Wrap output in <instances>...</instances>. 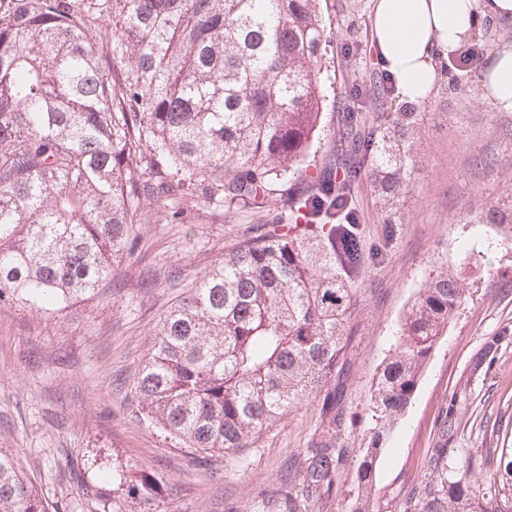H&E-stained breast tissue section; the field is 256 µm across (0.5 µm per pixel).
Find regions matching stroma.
<instances>
[{
    "instance_id": "stroma-1",
    "label": "stroma",
    "mask_w": 512,
    "mask_h": 512,
    "mask_svg": "<svg viewBox=\"0 0 512 512\" xmlns=\"http://www.w3.org/2000/svg\"><path fill=\"white\" fill-rule=\"evenodd\" d=\"M374 0H320L324 96L308 165L323 167L338 148L343 111L368 117L404 108L376 94L383 72L372 40ZM512 44V25L483 26L469 67H448L447 83L415 110L417 171L393 205L376 204L359 179L351 191L367 262L354 275L347 324L344 439L364 447L372 379L397 340L407 304L430 277L456 270L467 299L432 352L419 386L376 464L375 512H402L424 477L432 448L447 436L448 472L474 482L469 460L512 446V228L490 209L512 210V112L497 110L479 85L493 57ZM180 220L140 225L133 256L121 262L112 298L48 313L0 306V448L53 504L55 512H139L110 474L127 464L163 480L155 512H249L273 491L323 426L316 406L294 408L256 443L246 465L208 457L137 416L133 379L167 308L251 227L280 213H228L186 202ZM447 428H440V421ZM499 435H492L493 425Z\"/></svg>"
}]
</instances>
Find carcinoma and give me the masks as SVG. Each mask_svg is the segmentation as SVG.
Here are the masks:
<instances>
[{
	"label": "carcinoma",
	"instance_id": "obj_1",
	"mask_svg": "<svg viewBox=\"0 0 512 512\" xmlns=\"http://www.w3.org/2000/svg\"><path fill=\"white\" fill-rule=\"evenodd\" d=\"M322 41L316 0H0V302L47 312L105 297L137 225L178 219L164 203L262 209L277 184L308 180L164 314L135 381L139 416L239 466L291 408L320 406L323 432L250 512H315L354 456L344 512H373L384 438L466 299L448 269L418 291L373 378L368 444L344 445L346 324L365 262L351 186L366 173L388 203L407 189L414 113H343L341 161L307 172ZM473 469L494 495L448 479L439 440L403 512H512V448L485 449ZM115 481L154 512L153 474ZM51 510L0 449V512Z\"/></svg>",
	"mask_w": 512,
	"mask_h": 512
}]
</instances>
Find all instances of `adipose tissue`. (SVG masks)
Listing matches in <instances>:
<instances>
[{
  "instance_id": "ef3b65f1",
  "label": "adipose tissue",
  "mask_w": 512,
  "mask_h": 512,
  "mask_svg": "<svg viewBox=\"0 0 512 512\" xmlns=\"http://www.w3.org/2000/svg\"><path fill=\"white\" fill-rule=\"evenodd\" d=\"M512 24V0H374L378 59L401 103L419 104L445 81L442 60L471 44L486 23ZM482 95L512 112V46L498 51Z\"/></svg>"
}]
</instances>
